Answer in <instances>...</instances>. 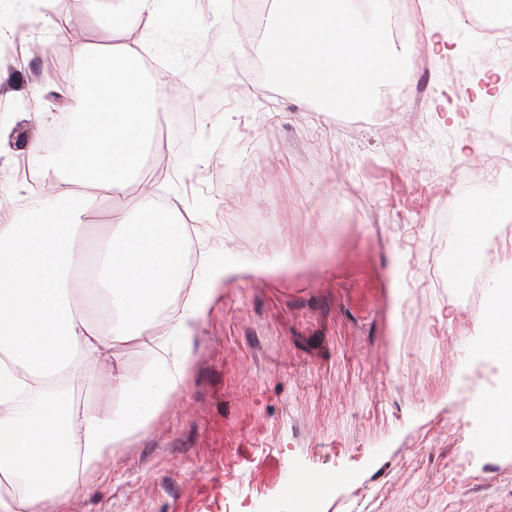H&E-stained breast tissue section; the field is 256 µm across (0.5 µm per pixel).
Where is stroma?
<instances>
[{
	"label": "stroma",
	"instance_id": "stroma-1",
	"mask_svg": "<svg viewBox=\"0 0 512 512\" xmlns=\"http://www.w3.org/2000/svg\"><path fill=\"white\" fill-rule=\"evenodd\" d=\"M407 73L366 116L321 111L273 88L250 67L256 39L237 35L224 77L182 84L188 120L158 132L148 162L154 199L173 220L198 215L186 258L201 243L245 259L288 252L287 268L232 280L198 327L183 391L150 429L98 475L65 512H293L289 476H331L316 512H512V447L490 448L474 410L500 392L505 368L475 354L483 308L472 288L436 287L447 270L498 141L496 88L477 98L481 46L448 0H400ZM63 16L80 36L107 20L94 0H47L15 31L0 63V110L13 113L0 153V221L27 220L19 176L31 142L46 143L51 105L30 84L64 85L52 37ZM439 30L448 53L428 33ZM147 67L206 73L215 44L193 34L154 35ZM92 231L112 209L140 215L138 185L97 198Z\"/></svg>",
	"mask_w": 512,
	"mask_h": 512
}]
</instances>
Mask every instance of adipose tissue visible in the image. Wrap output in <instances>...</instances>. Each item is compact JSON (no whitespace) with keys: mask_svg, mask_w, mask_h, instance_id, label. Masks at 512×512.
<instances>
[{"mask_svg":"<svg viewBox=\"0 0 512 512\" xmlns=\"http://www.w3.org/2000/svg\"><path fill=\"white\" fill-rule=\"evenodd\" d=\"M110 23L93 39L64 26L57 39L72 42L74 63L66 92L79 121L54 155L32 144L29 157L42 188L27 195L29 219L0 223V484L25 480L22 498L0 495V512H62L80 494L73 469L95 473L101 462L128 447L182 392L191 369L198 326L224 293L225 281L274 273L278 263L246 261L222 248L201 251L200 270L189 275L183 240L187 224L171 221L168 209L136 221L112 211L109 232L90 245L84 220L94 199L144 180L155 136L173 89L183 76L151 73L127 38L133 32L178 35L193 31L233 42L225 14L210 21L186 13L182 0H104ZM481 221L466 225L461 255L489 244L486 228L512 215V192L491 195ZM180 309H173L175 298ZM104 307L105 316L90 313ZM477 352L512 363V262L501 265L481 320ZM152 341L156 360L139 377L119 361L122 345ZM108 361V380L96 384L98 408L85 410L68 399L66 388L84 361ZM122 403H113L115 393ZM485 441L512 443V390L484 401Z\"/></svg>","mask_w":512,"mask_h":512,"instance_id":"1","label":"adipose tissue"}]
</instances>
